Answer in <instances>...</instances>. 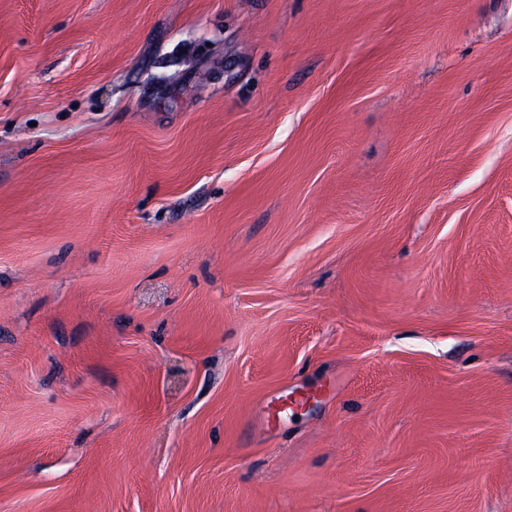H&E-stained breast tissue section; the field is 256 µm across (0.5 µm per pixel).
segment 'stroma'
<instances>
[{"instance_id":"1","label":"stroma","mask_w":512,"mask_h":512,"mask_svg":"<svg viewBox=\"0 0 512 512\" xmlns=\"http://www.w3.org/2000/svg\"><path fill=\"white\" fill-rule=\"evenodd\" d=\"M0 512H512V0H0Z\"/></svg>"}]
</instances>
